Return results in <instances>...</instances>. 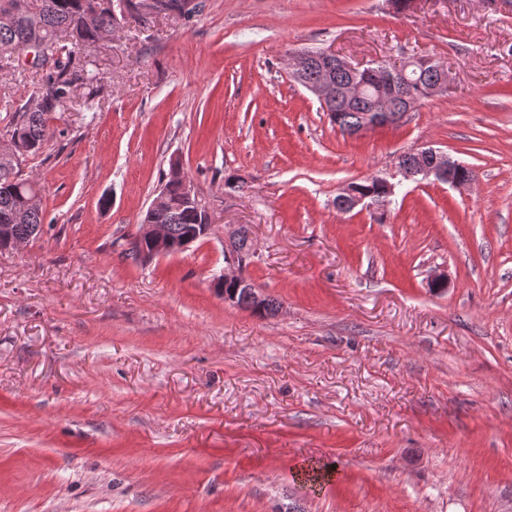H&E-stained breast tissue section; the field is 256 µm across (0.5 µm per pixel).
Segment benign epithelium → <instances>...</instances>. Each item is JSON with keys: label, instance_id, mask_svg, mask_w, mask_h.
I'll use <instances>...</instances> for the list:
<instances>
[{"label": "benign epithelium", "instance_id": "obj_1", "mask_svg": "<svg viewBox=\"0 0 512 512\" xmlns=\"http://www.w3.org/2000/svg\"><path fill=\"white\" fill-rule=\"evenodd\" d=\"M319 60L327 66L325 80L317 86H309V90L318 100L324 102L329 99H336L348 103L364 95H368L372 101L371 112L368 113V120L360 127L352 129L351 134L360 136L363 133L388 125H396L403 122L406 117L415 111L422 97L439 96L448 90L449 74L443 64L435 67L437 78L431 82L424 96L420 97L414 92L406 91L403 82L405 73L411 69H425L434 62L432 58H411L401 65L388 68L367 67L361 68L352 65L335 53L328 50H301L293 52L288 59V69L294 76L302 75L304 69L312 60ZM344 72L350 76V81L345 84H338L334 74ZM396 96L403 100L404 106L401 111L393 116L387 113L385 102L388 98ZM417 162L397 169V173L405 180H433L450 185L456 189H466L475 184L471 179L454 177V172L462 166V163L453 159L448 153L436 150L431 147H422L414 151ZM358 206L369 209L376 208L374 201L368 197L358 194L350 184L340 188L336 198V209L339 211H351ZM138 238L141 241H148L152 250L141 252L140 260L148 263L153 259L164 256L169 251L166 225L164 224H141L139 225ZM223 277L234 282L237 287L245 289L249 307L259 306L266 300V296L255 286L245 275L242 268L235 263L224 270Z\"/></svg>", "mask_w": 512, "mask_h": 512}]
</instances>
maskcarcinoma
<instances>
[{
  "instance_id": "cac0c4a2",
  "label": "carcinoma",
  "mask_w": 512,
  "mask_h": 512,
  "mask_svg": "<svg viewBox=\"0 0 512 512\" xmlns=\"http://www.w3.org/2000/svg\"><path fill=\"white\" fill-rule=\"evenodd\" d=\"M141 0H0V49L21 50L40 47L42 76L26 103L9 115V135L14 139L17 159H0V225H10L14 239L35 236L43 224L41 189L22 177L23 158L41 153L52 140L48 122L54 112H64L73 99V88L80 68L79 51L96 46L105 34L120 29L126 19H142ZM330 122L343 133L361 124L368 106L358 102L349 106L334 101L321 104ZM166 184L171 207L155 215L157 224L168 225L173 246H181L204 213L200 203L190 207L181 203L179 182ZM360 194L380 198L387 192L384 179L372 176L353 183ZM23 213L16 223L14 214Z\"/></svg>"
}]
</instances>
